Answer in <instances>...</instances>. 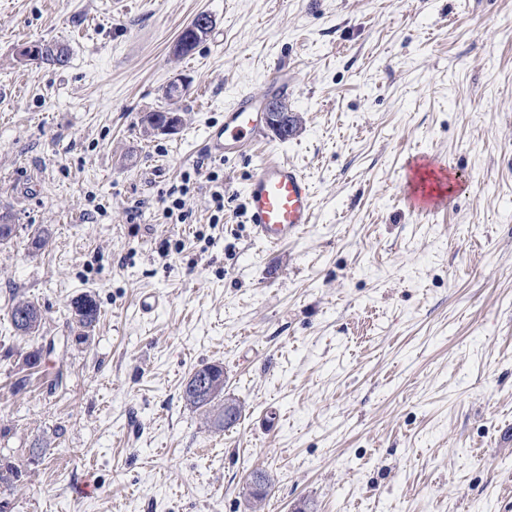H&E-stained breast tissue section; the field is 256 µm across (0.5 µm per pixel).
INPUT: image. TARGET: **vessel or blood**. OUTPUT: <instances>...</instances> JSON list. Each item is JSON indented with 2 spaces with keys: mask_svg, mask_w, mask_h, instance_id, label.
<instances>
[{
  "mask_svg": "<svg viewBox=\"0 0 512 512\" xmlns=\"http://www.w3.org/2000/svg\"><path fill=\"white\" fill-rule=\"evenodd\" d=\"M263 137L262 115L255 95L242 93L224 110V123L207 135L220 157L242 153ZM245 209L253 237L276 249L298 239L313 219V187L296 166L267 155L244 188Z\"/></svg>",
  "mask_w": 512,
  "mask_h": 512,
  "instance_id": "vessel-or-blood-1",
  "label": "vessel or blood"
}]
</instances>
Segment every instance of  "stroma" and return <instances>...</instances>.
Returning <instances> with one entry per match:
<instances>
[{"mask_svg": "<svg viewBox=\"0 0 512 512\" xmlns=\"http://www.w3.org/2000/svg\"><path fill=\"white\" fill-rule=\"evenodd\" d=\"M203 12L211 31L175 55ZM37 42L67 65L21 59ZM278 64L295 134L215 158L207 128L239 93L268 96ZM177 78L179 130L144 132ZM270 152L315 195L275 252L242 194ZM414 155L447 162L445 209L408 207ZM2 212L10 512H249L257 470L264 512H512V0H0ZM16 293L39 335L7 332ZM82 294L99 307L83 343ZM206 363L242 406L222 432L182 399ZM86 303L92 304L90 311H83ZM70 306L75 317L72 318V321L76 324L77 328H80V331H82L77 337L79 340H86L89 336V332L93 330L98 321L99 309L97 302L91 295L85 294L73 299Z\"/></svg>", "mask_w": 512, "mask_h": 512, "instance_id": "obj_1", "label": "stroma"}]
</instances>
